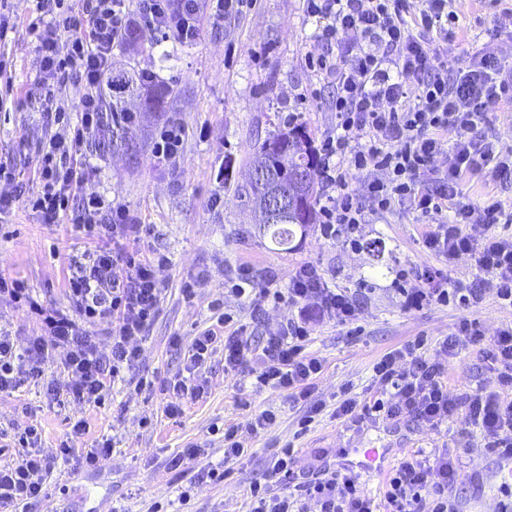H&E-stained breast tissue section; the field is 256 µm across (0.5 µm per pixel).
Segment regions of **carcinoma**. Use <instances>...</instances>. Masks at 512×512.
Wrapping results in <instances>:
<instances>
[{"label": "carcinoma", "instance_id": "1", "mask_svg": "<svg viewBox=\"0 0 512 512\" xmlns=\"http://www.w3.org/2000/svg\"><path fill=\"white\" fill-rule=\"evenodd\" d=\"M103 145L123 147L132 152L134 148L126 143L124 127L119 121L107 126L103 134ZM262 162L267 169L266 181L250 183L251 193L246 202L254 209L262 210V203L273 192L286 193L291 189L293 178L308 171L313 175L308 186L294 201L293 216L286 222H271L261 217L260 229L270 242L283 251L293 249L297 234H305L309 225L316 223L319 189L314 175L318 169V158L309 145L306 129L301 124L278 130L272 137L255 149L251 163Z\"/></svg>", "mask_w": 512, "mask_h": 512}]
</instances>
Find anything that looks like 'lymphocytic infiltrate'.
<instances>
[{
    "label": "lymphocytic infiltrate",
    "mask_w": 512,
    "mask_h": 512,
    "mask_svg": "<svg viewBox=\"0 0 512 512\" xmlns=\"http://www.w3.org/2000/svg\"><path fill=\"white\" fill-rule=\"evenodd\" d=\"M305 0L309 17L319 25L321 49L307 63L336 87V124L318 151V177L324 197L320 209L328 236L353 235L368 214L407 211L427 229L426 249L446 262L469 257L482 276L472 281L443 280L441 271L421 274L420 284L402 288L408 304L464 307L493 292L512 307V211L497 196L468 200L461 182L487 166L512 172V145H493L486 131L487 115L512 108V63L490 52L468 57L456 70L437 58L436 46L455 39L448 24L456 14L449 0ZM256 0H37L40 16L28 26L34 38L37 83L45 111L65 120L76 112L72 134L45 140L38 159L42 189L31 204L43 223H56L77 211V223L88 232L123 240L138 235L142 224L126 205L104 203L86 187L80 159L99 129L106 103L100 81L112 69V50L130 31L139 29L163 40L193 42L200 20L220 26L255 7ZM82 86L75 105L60 92L69 77ZM361 179V193L351 192L350 174ZM114 255L96 252L67 282L78 318L28 307L40 324L24 350H16L8 331L0 329V392L17 387L15 369L40 382L48 365L59 364L74 382L68 394L97 403L124 368L139 357L141 340L161 301L157 270L167 262L153 253L129 258L125 279L112 278ZM233 291L248 303L288 297L313 301L321 318L344 325L360 318V305L347 291L329 287L317 269L301 265L287 292L258 287L252 268L236 267ZM111 325L110 349L100 350L92 325ZM311 332L306 318L290 320L253 343L246 325L227 335L208 330L197 336L191 369L200 368L216 352H224L225 372L255 373L259 385L286 391L303 405L305 421L324 411L316 396L323 369L319 356L306 349ZM422 340L384 354L375 364L378 396L365 401L343 387L334 414L338 417L411 419L438 430L459 420L476 429L486 448L512 462V321L486 335L481 323L462 318L439 344L436 358L426 357ZM479 348L497 378L493 391L449 390L444 359ZM26 455L0 466V512L30 508L45 495L48 464L34 449L36 426L24 431ZM292 451L271 460L264 481L250 487V512H458L448 495L461 476L458 456L447 449L421 450L394 468L383 500L369 496L356 473L335 468L318 477L296 478Z\"/></svg>",
    "instance_id": "obj_1"
}]
</instances>
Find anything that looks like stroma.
<instances>
[{"label": "stroma", "instance_id": "stroma-1", "mask_svg": "<svg viewBox=\"0 0 512 512\" xmlns=\"http://www.w3.org/2000/svg\"><path fill=\"white\" fill-rule=\"evenodd\" d=\"M456 10L468 37L441 45L440 59L449 69L482 49L512 62V39L490 36L499 12L492 0H458ZM0 15L17 25L0 43L5 65L0 73V196L15 199L11 209L0 212V276L21 283L42 307L74 318L78 311L67 278L93 250H111L112 241L85 235L68 217L43 223L26 202L39 188L35 168L42 142L52 135L68 136L69 126L43 111V93L34 83L27 26L38 15L37 0H0ZM316 31L303 0H258L246 15L223 26L202 21L192 43L150 36L114 47L113 70L134 76L149 69L156 81L127 98L128 107L138 113L125 128L135 153L90 147L89 187L125 204L149 226L140 241L122 244L124 258L154 251L169 262L158 272L162 298L140 343V357L122 372L103 403L63 395L72 377L56 366L47 369L42 383L25 379L18 389L0 393V465L21 460L25 449L19 438L26 425H37L41 432L37 447L50 470L35 512H113L117 507L147 512L157 501L169 504L172 512H248L249 485L264 478L265 462L278 449L295 448L294 470L309 476L324 464L338 468L357 462L363 448L391 449L395 465L418 449L456 439L457 423L440 431L407 420L355 423L328 409L301 427L304 411L289 401L287 392L259 389L251 378L225 373L220 352L203 369L205 394L186 400L178 416L164 410L160 384L187 375L191 344L217 328L220 312L240 316L257 337L311 313L305 302L259 309L238 302L230 291L231 277L242 263L253 266L259 287L282 291L296 268L309 263L329 287L347 289L360 302L358 326L313 323L310 349L324 364L317 391L327 401L348 384L368 397L374 363L415 338H423L427 356H434L461 317L480 320L490 332L512 320V311L490 294L466 310L402 306L399 276L413 279L443 266L424 248L423 227L413 215L370 216L355 246L345 237L324 235L318 223L289 252L271 249L262 236L254 213L239 196L255 145L291 119L306 127L315 144L334 128L336 87L306 64L307 54L318 50ZM266 44L272 48L267 55L260 51ZM162 86L173 94L161 109H151L155 90ZM170 121L184 126L186 140L181 155L167 162L154 156L152 143L157 129ZM463 191L474 202L487 193L512 202V174L485 168L464 178ZM124 258L112 268L115 278L126 275ZM193 280L199 286L193 297H185L183 285ZM0 327L9 330L20 349L36 332L26 306L7 294L0 296ZM447 369L450 390L497 387L478 349L450 360ZM266 410L275 412L274 425L243 438L252 457L231 465L223 484L193 485L199 469L223 464L224 430L246 426ZM79 419L86 421L87 431L75 439L76 453L85 452L100 435L111 436L112 458L104 468L80 469L75 460L59 456L61 441ZM196 446L201 455L188 457V449ZM179 454L186 457L184 465L171 469L169 459ZM461 456L463 478L448 487L459 512H498V487L512 474L479 434L469 436ZM188 486L193 494L183 506L178 498Z\"/></svg>", "mask_w": 512, "mask_h": 512}]
</instances>
